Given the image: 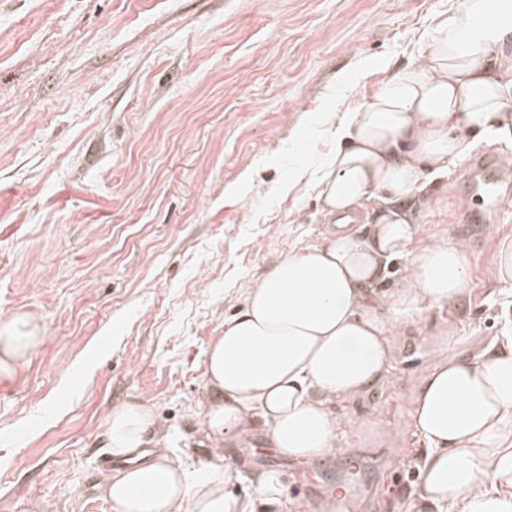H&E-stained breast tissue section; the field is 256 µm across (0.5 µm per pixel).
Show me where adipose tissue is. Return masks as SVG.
Returning <instances> with one entry per match:
<instances>
[{"mask_svg": "<svg viewBox=\"0 0 512 512\" xmlns=\"http://www.w3.org/2000/svg\"><path fill=\"white\" fill-rule=\"evenodd\" d=\"M493 16L492 24L479 18ZM512 0H461L436 18L419 62L397 71L370 102L330 124L335 147L296 178L315 185L331 218L320 245L289 250L259 279L207 352L213 394L204 422L215 444L248 448L257 432L297 463L344 454L338 400L384 379L395 328L420 304L444 307L465 292L464 242L417 237L413 200L425 172L444 173L469 135L512 133ZM406 261L401 286L384 289L392 260ZM40 341L26 317L0 328V372ZM424 444L415 512H512V329L479 354L439 359L422 378L412 412ZM155 425L143 401L106 422L113 456H138L104 493L114 512H271L276 476H254L239 498L230 465L212 464L189 484L167 454L139 456Z\"/></svg>", "mask_w": 512, "mask_h": 512, "instance_id": "1", "label": "adipose tissue"}]
</instances>
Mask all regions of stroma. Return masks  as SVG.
Wrapping results in <instances>:
<instances>
[{
	"label": "stroma",
	"mask_w": 512,
	"mask_h": 512,
	"mask_svg": "<svg viewBox=\"0 0 512 512\" xmlns=\"http://www.w3.org/2000/svg\"><path fill=\"white\" fill-rule=\"evenodd\" d=\"M457 0H0V326L33 319L40 342L0 398V512H114L105 421L146 401L147 446L204 477L216 456L251 493L274 472L288 512H316L350 478L338 512H406L422 443L411 412L440 358L475 355L506 324L493 276L512 236L463 221L472 155L512 138L471 136L468 156L427 174L417 236L465 239L455 305H422L384 380L334 405L347 457L309 465L215 448L203 425L206 353L250 288L327 219L295 170L332 150L323 128L370 101L423 54Z\"/></svg>",
	"instance_id": "stroma-1"
}]
</instances>
